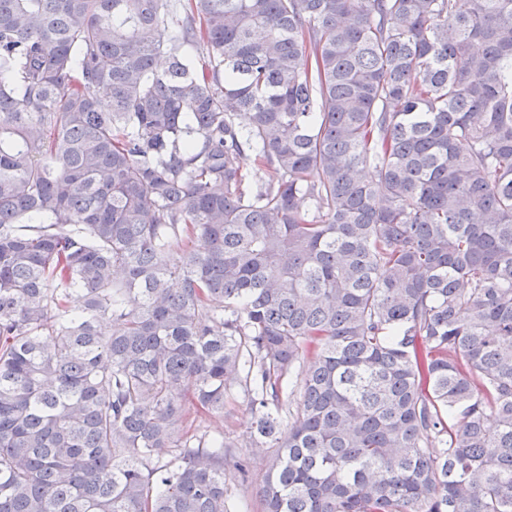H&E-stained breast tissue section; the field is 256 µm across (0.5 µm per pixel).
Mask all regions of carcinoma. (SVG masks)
I'll return each instance as SVG.
<instances>
[{
    "mask_svg": "<svg viewBox=\"0 0 512 512\" xmlns=\"http://www.w3.org/2000/svg\"><path fill=\"white\" fill-rule=\"evenodd\" d=\"M235 387L263 512H512V0H0V512H236ZM253 421L247 403L242 398H238L230 399L226 403L223 418H215L191 410L185 423L188 427L191 426V429L195 430L198 435L224 433V437H230L236 443L238 448L235 450L249 458L253 483L248 488L242 487L233 474L229 472L226 474L228 494L239 502L246 498L249 507L254 510L240 509L242 512H260L262 509L257 489L266 470V454L265 451L252 447Z\"/></svg>",
    "mask_w": 512,
    "mask_h": 512,
    "instance_id": "cac0c4a2",
    "label": "carcinoma"
}]
</instances>
